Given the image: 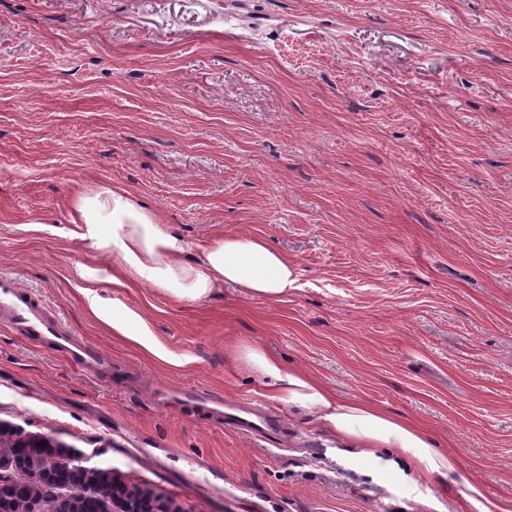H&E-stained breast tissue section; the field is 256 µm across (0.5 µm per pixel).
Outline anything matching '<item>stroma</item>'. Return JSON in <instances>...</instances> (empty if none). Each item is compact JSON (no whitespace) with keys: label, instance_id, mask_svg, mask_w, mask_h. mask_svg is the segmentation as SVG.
I'll use <instances>...</instances> for the list:
<instances>
[{"label":"stroma","instance_id":"35a3bbf8","mask_svg":"<svg viewBox=\"0 0 512 512\" xmlns=\"http://www.w3.org/2000/svg\"><path fill=\"white\" fill-rule=\"evenodd\" d=\"M123 189L195 243L264 239L298 271L274 303L113 287L69 238L82 193ZM0 274L112 359L106 381L0 326V420L170 499L226 512L119 436L208 458L279 512H512V0H0ZM137 311L178 369L88 307ZM257 345L336 399L411 419L448 476L346 467L314 415L236 354ZM194 387L281 414L255 441Z\"/></svg>","mask_w":512,"mask_h":512}]
</instances>
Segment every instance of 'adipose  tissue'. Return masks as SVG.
I'll use <instances>...</instances> for the list:
<instances>
[{
    "instance_id": "adipose-tissue-1",
    "label": "adipose tissue",
    "mask_w": 512,
    "mask_h": 512,
    "mask_svg": "<svg viewBox=\"0 0 512 512\" xmlns=\"http://www.w3.org/2000/svg\"><path fill=\"white\" fill-rule=\"evenodd\" d=\"M74 211L82 245L93 252L111 250L112 284L119 288L146 284L177 301L198 302L231 285L250 297L277 302L296 281L294 264L256 237L224 236L195 251L178 225L159 223L153 210L126 190L81 194ZM112 329L152 359L176 368L191 362L190 356L169 350L139 313L118 300L112 303ZM239 358L265 380L275 400L314 413L350 443L342 454L348 464L376 459L379 449L394 448L419 474L456 471V457L437 451L408 421L363 402L336 400L259 346L242 347Z\"/></svg>"
}]
</instances>
